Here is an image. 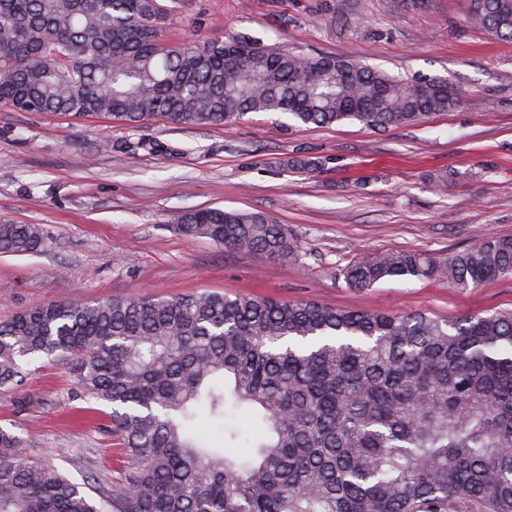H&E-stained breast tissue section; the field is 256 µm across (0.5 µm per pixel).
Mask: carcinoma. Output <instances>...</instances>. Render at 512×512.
I'll use <instances>...</instances> for the list:
<instances>
[{
    "label": "carcinoma",
    "instance_id": "1",
    "mask_svg": "<svg viewBox=\"0 0 512 512\" xmlns=\"http://www.w3.org/2000/svg\"><path fill=\"white\" fill-rule=\"evenodd\" d=\"M163 0H0V103L182 127L279 112L303 125L419 123L460 102L442 79L246 40L176 43ZM470 21L512 40V0ZM186 236L286 261L298 245L261 211L192 209ZM45 245L0 223V254ZM512 273V238L446 259L416 251L343 269L477 288ZM55 358L112 405L119 478L81 483L0 427V512H512V312L454 321L211 293L30 308L0 323V387ZM206 420L218 443L197 431Z\"/></svg>",
    "mask_w": 512,
    "mask_h": 512
}]
</instances>
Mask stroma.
I'll use <instances>...</instances> for the list:
<instances>
[{"instance_id":"stroma-1","label":"stroma","mask_w":512,"mask_h":512,"mask_svg":"<svg viewBox=\"0 0 512 512\" xmlns=\"http://www.w3.org/2000/svg\"><path fill=\"white\" fill-rule=\"evenodd\" d=\"M170 38L240 37L335 55L394 76L447 80L462 97L426 122L370 130L297 125L274 112L182 128L0 105V222L35 224L43 252L0 255V321L63 301L188 293L311 300L439 320L512 311V276L478 288L342 269L385 252L437 257L512 238V41L468 20L470 0H172ZM298 156L318 161L292 169ZM447 175L439 185V175ZM204 207L258 210L299 246L282 262L178 230ZM112 408L44 359L0 390V425L75 479L117 475Z\"/></svg>"}]
</instances>
